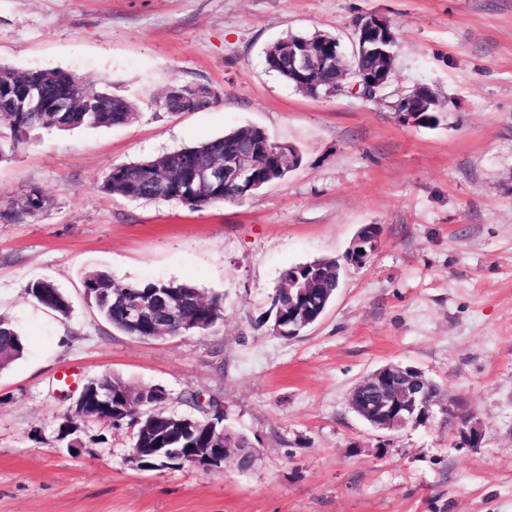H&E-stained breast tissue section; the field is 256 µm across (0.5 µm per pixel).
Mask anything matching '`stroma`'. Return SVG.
Returning a JSON list of instances; mask_svg holds the SVG:
<instances>
[{"label":"stroma","instance_id":"stroma-1","mask_svg":"<svg viewBox=\"0 0 512 512\" xmlns=\"http://www.w3.org/2000/svg\"><path fill=\"white\" fill-rule=\"evenodd\" d=\"M370 14L398 41L385 97L315 98L266 68L289 34L351 50ZM1 65L75 73L136 116L38 128L0 159V209L34 187L48 200L36 219L0 222V315L25 345L0 369V512H512V0H0ZM174 85L212 98L168 114ZM419 87L448 103L436 128L390 107ZM244 126L297 146L300 166L197 210L101 189L114 165ZM367 224L383 229L377 248L321 321L275 334L283 272L342 258ZM93 269L193 285L221 296L224 317L201 335L127 336L86 301ZM39 280L68 314L35 303ZM390 364L423 370L483 441L458 447L438 421L371 428L349 396ZM64 369L159 387L181 416L208 415L189 394L216 399L254 468L137 469L128 426L68 420Z\"/></svg>","mask_w":512,"mask_h":512}]
</instances>
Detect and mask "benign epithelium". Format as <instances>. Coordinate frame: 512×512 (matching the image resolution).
<instances>
[{
	"label": "benign epithelium",
	"mask_w": 512,
	"mask_h": 512,
	"mask_svg": "<svg viewBox=\"0 0 512 512\" xmlns=\"http://www.w3.org/2000/svg\"><path fill=\"white\" fill-rule=\"evenodd\" d=\"M356 35L353 54H371L382 60L376 68L361 72L352 87L353 93L369 99L389 84L395 59V53L391 51L393 36L385 19L377 15L360 19L356 24ZM338 55L339 43L334 38L301 39L274 48L268 62L277 65L281 60H287L288 74L295 86L302 90L317 74L336 68ZM71 81L76 91L75 97L52 103L44 99L37 88L15 86L6 76L0 78V91L11 96L19 112H74L77 98L82 96L84 82L75 76L71 77ZM208 96L209 91L203 87L174 86L165 95L162 107L171 114L193 112ZM413 98L433 99L435 95L428 88L420 87L393 104L398 116L411 125L417 121L408 106ZM293 166L295 156L291 145L272 142L263 130L253 128L244 136L240 148L225 156L224 160L205 165L187 160L178 168L177 175L181 182L195 189L222 184L233 186L238 190V201L242 202L272 182L282 169ZM377 244L378 238L370 237L368 226H363L348 250L353 264L365 263ZM306 271L305 267H292L282 278V291L290 294L292 290H297L296 300L279 314V321L290 326L304 323L312 317L306 300L317 286V272L308 275ZM155 316L177 319L180 317L179 304L166 292L154 293L149 301L139 297L130 299L128 317L131 322ZM439 403V399L429 394L423 371L398 365H387L368 375L355 387L351 398V407L357 415L363 417L373 429L386 432L428 421L435 416V406ZM458 431L467 442L479 441L484 437L480 424L466 416L459 422ZM235 452L232 435L221 431L210 448H155L150 455L141 451L132 455L131 462L146 471L164 466L177 468L186 462L203 470L222 471L224 461Z\"/></svg>",
	"instance_id": "7a95c632"
}]
</instances>
